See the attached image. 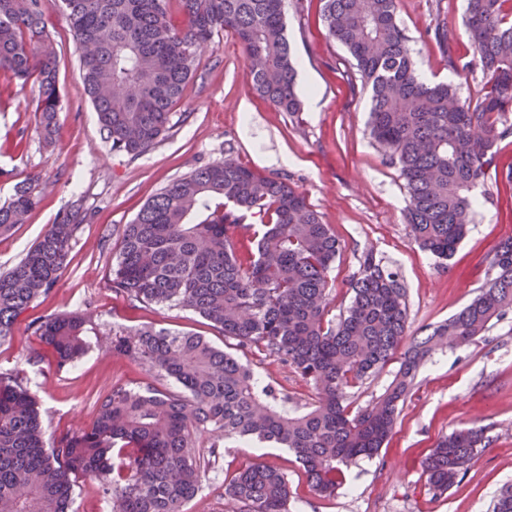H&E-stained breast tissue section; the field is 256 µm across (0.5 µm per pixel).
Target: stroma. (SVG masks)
Listing matches in <instances>:
<instances>
[{
    "instance_id": "obj_1",
    "label": "stroma",
    "mask_w": 512,
    "mask_h": 512,
    "mask_svg": "<svg viewBox=\"0 0 512 512\" xmlns=\"http://www.w3.org/2000/svg\"><path fill=\"white\" fill-rule=\"evenodd\" d=\"M286 4L301 112L278 111L257 96L242 46L226 32L200 54L196 75L174 107L172 128L136 157L113 151L104 139L59 0L46 4L61 93L56 144L45 145L36 131V85L0 79V169L13 173L12 179L0 178V199L30 175L38 176L42 196L23 223L0 235V271L15 265L73 202H80L84 215L50 297L23 314L13 336L0 342V372L17 375L36 395L48 433L91 427L98 397L115 384L170 387L167 378L146 374L131 359L113 354L110 341L117 328L191 331L224 347L222 334L191 310L131 307L113 292L110 278L123 229L144 203L171 181L222 159L225 150L255 170L286 179L330 224L340 245L329 272L331 317L348 306V282L368 251L404 283L412 333L444 322L490 277L494 246L512 237V181L507 178L512 138L499 142L484 182L472 192L467 236L451 259L434 258L413 239L405 220L404 180L369 134L370 93L355 81L347 51L326 36L320 0ZM465 6L466 0H399L398 20L422 80L454 83L461 98L472 99L483 86L481 71L448 70L434 38L436 25L447 23L456 34L451 51L465 52ZM69 312L89 320L87 353L61 370L45 360L32 361V352L45 350L31 329L34 317ZM244 360L289 395L312 396V386L280 361L258 352ZM472 425L485 427L489 448L447 493H434L420 457L440 437ZM259 460L285 474L290 512H488L500 490L512 486V313L476 343L425 363L388 442L376 457L351 467L334 495L314 491L287 449L233 440L219 449L214 469L203 475L186 512H228L225 481Z\"/></svg>"
}]
</instances>
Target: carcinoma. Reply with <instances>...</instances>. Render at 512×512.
<instances>
[{"label": "carcinoma", "instance_id": "cac0c4a2", "mask_svg": "<svg viewBox=\"0 0 512 512\" xmlns=\"http://www.w3.org/2000/svg\"><path fill=\"white\" fill-rule=\"evenodd\" d=\"M80 51L84 80L112 150L138 156L168 131L172 107L194 78L200 53L229 30L250 62L257 94L282 112L300 111L286 36L285 0H61ZM327 35L355 61L369 89L370 135L398 166L409 196L407 220L419 246L446 260L472 221L470 192L512 136V0H466L465 56L435 39L448 67L477 66L475 100L448 83L420 80L397 19V0H321ZM46 0H0V74L37 85V130L55 143L61 109ZM185 17L172 23L173 8ZM40 203L39 177L0 202V234ZM82 213L63 211L42 238L0 273V341L18 317L48 298ZM339 244L304 195L282 178L224 158L176 179L149 199L123 230L112 290L134 306H177L209 321L225 343L287 363L310 383L301 403L205 337L143 325L121 328L112 351L178 389L115 385L97 400L93 425L46 440L37 401L17 377L0 373V512H71L81 478L98 482L112 512H183L219 443L252 437L293 452L313 489L330 495L352 461L378 455L399 404L424 362L450 338L465 346L512 311V237L492 251L479 293L444 323L408 335L406 289L366 253L349 282L350 305L329 317V271ZM56 368L85 352L86 317L53 313L32 320ZM400 363L384 391L353 406L351 390ZM487 446L485 430L461 428L422 459L445 492ZM232 512H288L285 475L264 462L224 485Z\"/></svg>", "mask_w": 512, "mask_h": 512}]
</instances>
